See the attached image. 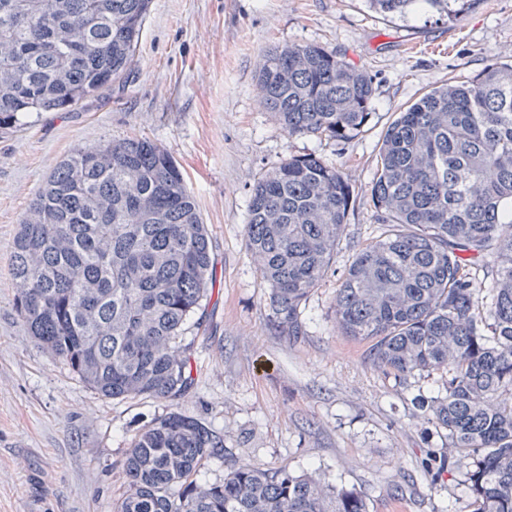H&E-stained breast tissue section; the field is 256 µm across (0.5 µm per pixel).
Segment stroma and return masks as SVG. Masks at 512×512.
Listing matches in <instances>:
<instances>
[{"label":"stroma","mask_w":512,"mask_h":512,"mask_svg":"<svg viewBox=\"0 0 512 512\" xmlns=\"http://www.w3.org/2000/svg\"><path fill=\"white\" fill-rule=\"evenodd\" d=\"M315 43L372 78V116L347 143L288 135L262 106L258 72L276 46ZM512 61V0H478L458 20L384 18L364 0H152L130 71L75 109L0 130V512H112L134 434L179 412L224 435L231 465L286 468L360 492L368 512H471L470 458L425 471L448 445L428 402L438 375L399 380L336 328L334 304L358 250L379 233L370 182L401 105ZM142 137L179 164L214 258L203 323L189 326L193 384L178 401L106 399L31 342L16 311L11 247L19 221L75 150ZM312 153L353 198L336 253L300 307L304 334L271 324L270 290L245 244L250 191L266 170Z\"/></svg>","instance_id":"1"}]
</instances>
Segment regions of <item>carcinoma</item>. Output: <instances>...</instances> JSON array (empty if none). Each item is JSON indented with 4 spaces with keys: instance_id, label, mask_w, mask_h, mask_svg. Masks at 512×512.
<instances>
[{
    "instance_id": "carcinoma-1",
    "label": "carcinoma",
    "mask_w": 512,
    "mask_h": 512,
    "mask_svg": "<svg viewBox=\"0 0 512 512\" xmlns=\"http://www.w3.org/2000/svg\"><path fill=\"white\" fill-rule=\"evenodd\" d=\"M151 2L0 0V129L76 107L122 77ZM473 2L366 0L385 17L428 8L454 20ZM257 91L290 135L349 142L371 116V77L317 44L270 49ZM350 199L348 178L311 154L252 188L245 243L286 336L303 335L300 306L328 270ZM371 199L381 232L345 273L336 326L396 377L440 376L444 393L428 408L448 450L426 467L471 458L473 512H512V62L400 108ZM479 257L488 283L472 272ZM213 266L182 172L145 138L62 159L12 243L17 310L33 342L108 399L186 394L191 357L177 344ZM222 457L224 435L202 422L178 412L152 421L132 439L113 512H367L356 490L286 468L233 466L221 483L198 482Z\"/></svg>"
}]
</instances>
